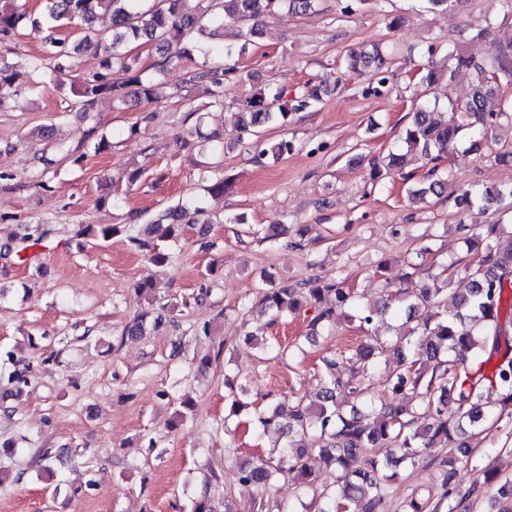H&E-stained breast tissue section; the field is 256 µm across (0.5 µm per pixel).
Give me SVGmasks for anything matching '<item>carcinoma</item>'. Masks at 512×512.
I'll list each match as a JSON object with an SVG mask.
<instances>
[{
	"label": "carcinoma",
	"instance_id": "carcinoma-1",
	"mask_svg": "<svg viewBox=\"0 0 512 512\" xmlns=\"http://www.w3.org/2000/svg\"><path fill=\"white\" fill-rule=\"evenodd\" d=\"M284 3L292 13L304 14L313 7L314 0H45L37 24L48 32L44 59L50 61L49 84L57 85L59 76L72 68L73 55L94 43L109 41L112 52L102 60L100 71L82 80L69 111L85 112L104 97L123 104L131 85L137 86L138 96L149 103L153 99L154 78L143 76L124 52L128 43L145 40L155 45L161 55L155 75L160 76L170 65L192 58L194 31L203 30L206 24L225 15L251 24L247 34L252 36L260 19ZM103 6L111 11L110 31L94 28L97 9ZM27 13V0H7L0 7V42L16 36ZM65 25L74 27L79 42L71 45L54 36ZM464 66L473 67L476 74L468 101L450 108L451 116L445 121L434 118L435 108L420 106L405 128L402 142L408 150L419 152L430 166L426 180L408 188L416 202L447 198L452 175L440 169V162L462 140L479 147L488 128L504 115L497 110V96L502 82L512 81V61L506 54L485 68L472 65L461 48L450 44L444 64L429 61L423 65L420 83L431 87ZM344 71L375 72L379 75L375 92L388 82L387 61L376 50H351L344 60ZM234 72L235 67L221 64L199 68L191 81L209 86L210 106H222L224 77ZM317 101V88L304 91L290 103L284 101L281 92L260 91L239 108L235 130L240 138L256 137L259 154L283 156L293 150V144L282 139L268 145L261 140V130L287 118L288 110L304 111ZM403 162L404 156L388 152L372 163L371 180L389 177ZM454 202L462 209L497 206L512 213V186L464 190ZM189 208L186 203L164 210L156 223L148 225L145 236H132L131 242L154 265L168 264L171 244L178 242L181 221ZM25 230L22 240L32 247L47 239V231L40 224H28ZM457 230L467 252L475 254V261L463 268L468 280L465 292L448 294L451 280L439 273L434 276L433 285L426 284L412 295L396 289L394 314L405 315L410 323L402 334H380L378 316L391 307V302L384 303L381 309L361 308L357 306L356 293L337 276L310 280L303 288L282 282L264 289L260 304L273 318L286 317L311 305L317 311L311 322L312 337L330 332L338 317L357 321L365 336L356 349V358L364 362L391 358L393 362L386 390L369 400L366 409L353 407L346 413L337 404L339 394L358 401L370 391L357 373L347 370V358L340 356L322 360L318 403L291 400L286 416L280 410V401L256 412V433L273 432L277 440L267 457L240 467L242 488L262 496L280 480L290 477L297 483L298 506H279L277 512H379L388 481L396 476V467L403 462L416 465L427 458L430 449L444 445L448 456L440 464L449 468L448 476L460 468L475 471L478 477L473 489L489 490L512 504V476L479 467L464 449V439L481 432L505 413L512 416V356L500 353V338L506 333L501 308L512 300V241L491 242L466 224L458 225ZM119 232L121 229L115 224H88L83 229L84 234L102 241ZM135 292L150 306L158 302L159 285L153 280L138 283ZM161 323V315L144 309L127 323L124 331L127 335L144 336L148 327L156 328ZM6 379L11 394L17 395L28 384V370L14 369ZM224 387L229 403V412L224 416L227 423L240 416L249 402L245 384L227 378ZM398 396L405 399V404L394 402ZM380 447L394 449L396 456L379 459L372 449ZM359 453L365 454L366 459L363 466L355 467L352 461ZM323 466L335 472L333 489L315 484L316 471Z\"/></svg>",
	"mask_w": 512,
	"mask_h": 512
}]
</instances>
